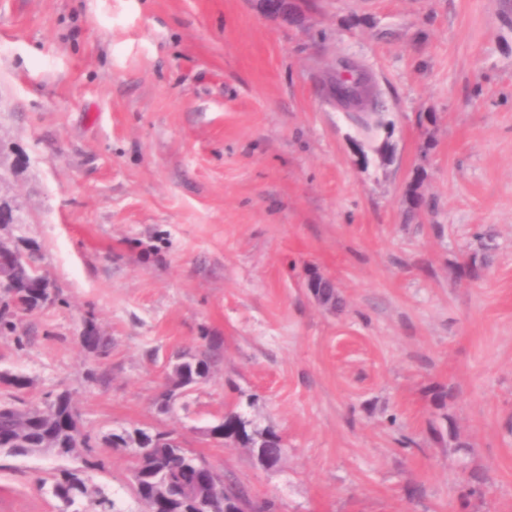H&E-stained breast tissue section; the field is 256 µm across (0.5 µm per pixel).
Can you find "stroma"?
I'll return each instance as SVG.
<instances>
[{
	"instance_id": "obj_1",
	"label": "stroma",
	"mask_w": 512,
	"mask_h": 512,
	"mask_svg": "<svg viewBox=\"0 0 512 512\" xmlns=\"http://www.w3.org/2000/svg\"><path fill=\"white\" fill-rule=\"evenodd\" d=\"M345 60L372 136L328 92ZM0 202L58 292L0 335V372L29 403L69 392L94 446L0 454V512H64L40 486L61 470L144 512L103 441L132 428L276 512H512V0H313L301 25L256 0H0ZM231 410L279 466L205 437Z\"/></svg>"
}]
</instances>
